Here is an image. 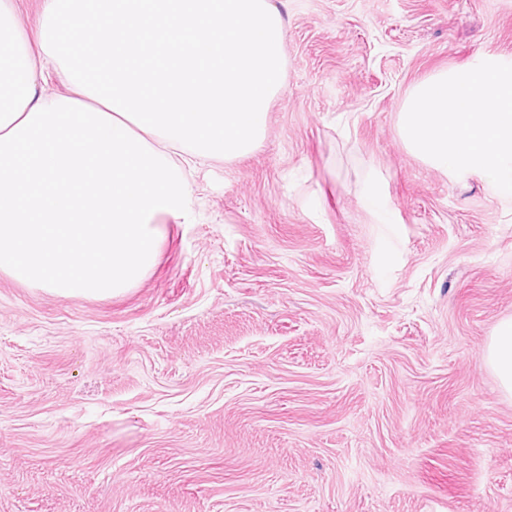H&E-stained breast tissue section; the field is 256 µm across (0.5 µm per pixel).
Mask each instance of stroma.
I'll return each instance as SVG.
<instances>
[{"label": "stroma", "mask_w": 512, "mask_h": 512, "mask_svg": "<svg viewBox=\"0 0 512 512\" xmlns=\"http://www.w3.org/2000/svg\"><path fill=\"white\" fill-rule=\"evenodd\" d=\"M271 2L264 133L194 158L147 277L0 273V512H512V195L399 133L425 78L512 64V0ZM484 358L497 374L503 392L512 396V319L499 324Z\"/></svg>", "instance_id": "35a3bbf8"}]
</instances>
